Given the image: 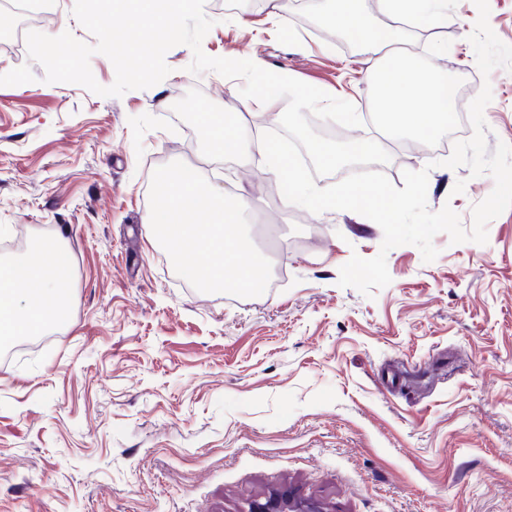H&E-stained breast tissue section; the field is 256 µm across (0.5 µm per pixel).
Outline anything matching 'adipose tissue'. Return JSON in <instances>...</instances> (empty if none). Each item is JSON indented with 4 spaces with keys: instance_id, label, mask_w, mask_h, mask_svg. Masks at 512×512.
<instances>
[{
    "instance_id": "ef3b65f1",
    "label": "adipose tissue",
    "mask_w": 512,
    "mask_h": 512,
    "mask_svg": "<svg viewBox=\"0 0 512 512\" xmlns=\"http://www.w3.org/2000/svg\"><path fill=\"white\" fill-rule=\"evenodd\" d=\"M339 2L331 21L361 43L375 88L391 103L390 138H397L402 129L424 138L440 134L447 127L450 112L447 76L434 71L424 83H416L413 73L395 60L402 42L400 34L372 31L367 19L354 10L353 0ZM70 264L69 252L57 240L38 237L26 260L0 269L1 336L25 335L49 320L63 324L65 297L58 278Z\"/></svg>"
}]
</instances>
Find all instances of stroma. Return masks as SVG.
<instances>
[{"label":"stroma","mask_w":512,"mask_h":512,"mask_svg":"<svg viewBox=\"0 0 512 512\" xmlns=\"http://www.w3.org/2000/svg\"><path fill=\"white\" fill-rule=\"evenodd\" d=\"M0 0V265L34 237L71 255L69 321L44 337L0 340V512H246L287 488L328 512H512V209L484 244L451 243L424 262L413 245L386 257L390 284L368 297L339 286L352 255L376 256L382 229L352 211L287 203L265 158L205 157L172 110L200 89L250 119L240 81L193 75L185 45L170 74L120 97L43 80L27 28ZM37 31L95 44L75 0H45ZM280 36L272 0L254 10L206 0L212 57H262L337 98L366 125L317 121L343 140L381 138L382 101L361 47L325 25ZM444 33L418 22L403 50L444 71L470 102L483 83L486 144H512V71L482 76L469 36L473 0H447ZM454 139L392 143L381 165L395 186L428 169L430 210L472 225L490 175L444 167ZM195 165L216 190L251 193L250 236L272 264L260 296L203 293L180 277L143 218L152 174Z\"/></svg>","instance_id":"1"}]
</instances>
